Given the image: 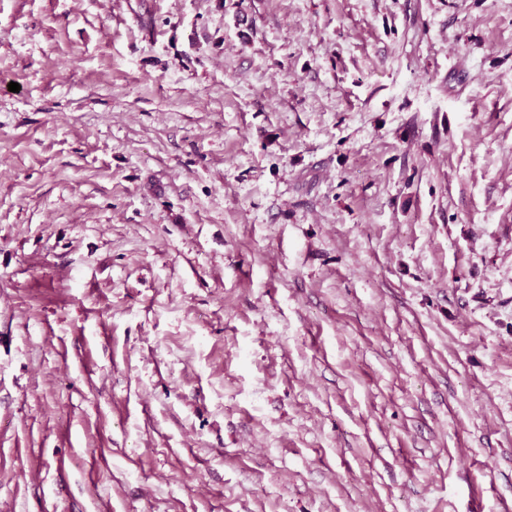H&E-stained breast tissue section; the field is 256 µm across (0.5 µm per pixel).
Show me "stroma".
I'll list each match as a JSON object with an SVG mask.
<instances>
[{
    "instance_id": "1",
    "label": "stroma",
    "mask_w": 512,
    "mask_h": 512,
    "mask_svg": "<svg viewBox=\"0 0 512 512\" xmlns=\"http://www.w3.org/2000/svg\"><path fill=\"white\" fill-rule=\"evenodd\" d=\"M507 504L512 0H0V512Z\"/></svg>"
}]
</instances>
